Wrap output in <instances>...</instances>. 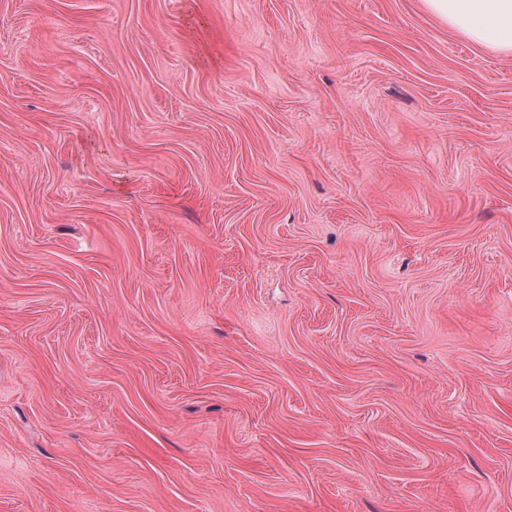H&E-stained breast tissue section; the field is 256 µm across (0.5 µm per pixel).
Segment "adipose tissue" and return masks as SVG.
<instances>
[{
  "instance_id": "obj_1",
  "label": "adipose tissue",
  "mask_w": 512,
  "mask_h": 512,
  "mask_svg": "<svg viewBox=\"0 0 512 512\" xmlns=\"http://www.w3.org/2000/svg\"><path fill=\"white\" fill-rule=\"evenodd\" d=\"M425 8L469 40L512 53V0H422Z\"/></svg>"
}]
</instances>
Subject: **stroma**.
<instances>
[{
    "mask_svg": "<svg viewBox=\"0 0 512 512\" xmlns=\"http://www.w3.org/2000/svg\"><path fill=\"white\" fill-rule=\"evenodd\" d=\"M0 512H512V54L0 0Z\"/></svg>",
    "mask_w": 512,
    "mask_h": 512,
    "instance_id": "obj_1",
    "label": "stroma"
}]
</instances>
